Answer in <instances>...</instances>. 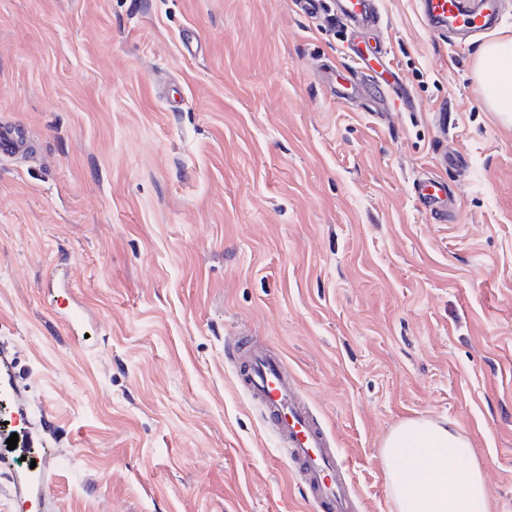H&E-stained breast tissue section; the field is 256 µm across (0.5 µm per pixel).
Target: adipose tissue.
<instances>
[{
  "instance_id": "obj_1",
  "label": "adipose tissue",
  "mask_w": 512,
  "mask_h": 512,
  "mask_svg": "<svg viewBox=\"0 0 512 512\" xmlns=\"http://www.w3.org/2000/svg\"><path fill=\"white\" fill-rule=\"evenodd\" d=\"M475 76L486 107L512 122V38L480 47ZM394 512H470L486 502L482 466L456 425L410 419L394 427L380 450Z\"/></svg>"
}]
</instances>
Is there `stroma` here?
<instances>
[{"mask_svg":"<svg viewBox=\"0 0 512 512\" xmlns=\"http://www.w3.org/2000/svg\"><path fill=\"white\" fill-rule=\"evenodd\" d=\"M354 34L295 0H0V437L53 456L41 512H314L235 382L273 346L362 512L393 427L457 424L512 512V125L419 0ZM384 41L415 106L336 100ZM459 152L444 169L439 153ZM428 176L461 208L416 199ZM27 149L26 143L12 126L0 124V164L15 161ZM415 193L425 209L437 219L448 221L456 215L458 202L450 194L445 181L427 178L416 185Z\"/></svg>","mask_w":512,"mask_h":512,"instance_id":"obj_1","label":"stroma"}]
</instances>
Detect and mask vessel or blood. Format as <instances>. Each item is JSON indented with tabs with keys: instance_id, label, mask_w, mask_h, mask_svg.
<instances>
[{
	"instance_id": "b4317fda",
	"label": "vessel or blood",
	"mask_w": 512,
	"mask_h": 512,
	"mask_svg": "<svg viewBox=\"0 0 512 512\" xmlns=\"http://www.w3.org/2000/svg\"><path fill=\"white\" fill-rule=\"evenodd\" d=\"M336 14L346 23L377 25L376 0H335ZM422 16L435 36L486 32L500 21L501 0H478L477 7L463 0H420ZM364 64L362 79L373 78L384 61L379 52L353 47ZM27 151L24 140L8 125L0 124V164L15 161ZM415 193L437 219H452L458 202L445 181L428 178ZM237 382L249 400L263 408L267 422L284 442L300 482L308 492L314 512H356L358 497L348 481V464L313 416L291 380L282 357L250 336L237 337L232 346Z\"/></svg>"
}]
</instances>
